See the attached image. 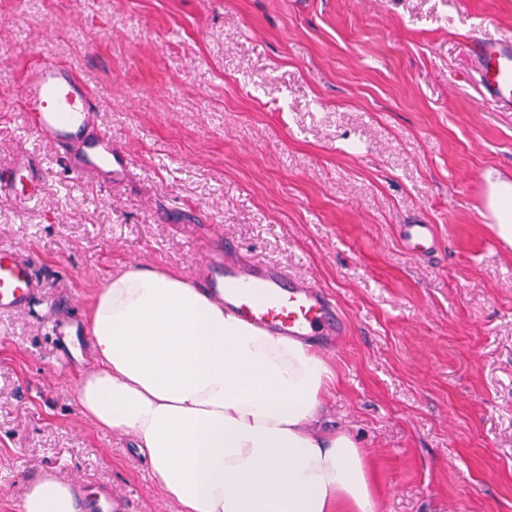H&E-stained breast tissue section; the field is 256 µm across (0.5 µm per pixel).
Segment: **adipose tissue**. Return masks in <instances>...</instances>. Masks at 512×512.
Returning a JSON list of instances; mask_svg holds the SVG:
<instances>
[{"mask_svg":"<svg viewBox=\"0 0 512 512\" xmlns=\"http://www.w3.org/2000/svg\"><path fill=\"white\" fill-rule=\"evenodd\" d=\"M497 237L512 247V183H489ZM88 321L93 367L80 411L129 434L180 512H375L365 453L318 427L336 376L305 342L225 314L180 274L138 264L112 275ZM23 512H78L71 482L28 484Z\"/></svg>","mask_w":512,"mask_h":512,"instance_id":"obj_1","label":"adipose tissue"}]
</instances>
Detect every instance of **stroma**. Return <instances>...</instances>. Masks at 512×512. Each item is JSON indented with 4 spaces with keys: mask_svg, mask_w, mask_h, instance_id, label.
<instances>
[{
    "mask_svg": "<svg viewBox=\"0 0 512 512\" xmlns=\"http://www.w3.org/2000/svg\"><path fill=\"white\" fill-rule=\"evenodd\" d=\"M512 0H0V171L41 159L37 204L0 199V249L40 300L0 313V512L46 473L179 512L129 436L82 415L46 308L83 320L139 262L194 279L217 235L329 291L348 331L322 426L366 452L377 512H512V248L486 173L512 181V112L468 76ZM69 67L129 169L105 185L20 127L31 63ZM401 224H432L427 258Z\"/></svg>",
    "mask_w": 512,
    "mask_h": 512,
    "instance_id": "35a3bbf8",
    "label": "stroma"
}]
</instances>
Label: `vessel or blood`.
Returning <instances> with one entry per match:
<instances>
[{"instance_id": "vessel-or-blood-1", "label": "vessel or blood", "mask_w": 512, "mask_h": 512, "mask_svg": "<svg viewBox=\"0 0 512 512\" xmlns=\"http://www.w3.org/2000/svg\"><path fill=\"white\" fill-rule=\"evenodd\" d=\"M471 68L481 95L497 108L512 109V35L476 38L470 43ZM20 95L36 117L24 127L52 147L67 169L109 184L128 171L126 153L112 144L97 119L92 95L68 67L41 60L23 75ZM35 164L21 159L0 177V198L32 202L19 195L17 184L29 177ZM401 245L414 256L437 253L434 225L403 224ZM202 282L219 298L226 312L247 320L274 336L330 340L343 335L345 323L332 298L315 284L293 277L281 266L262 265L244 256L238 245L211 239L201 245ZM40 283L33 264L19 250H0V312L17 313L39 297ZM85 512H132L129 500L107 493L86 499Z\"/></svg>"}]
</instances>
